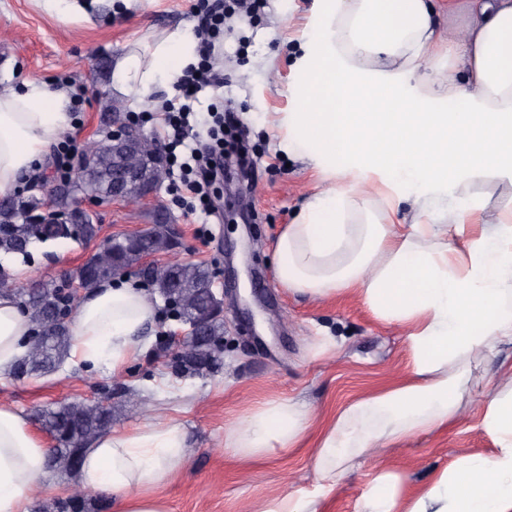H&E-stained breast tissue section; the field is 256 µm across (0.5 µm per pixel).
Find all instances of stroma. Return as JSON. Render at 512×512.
<instances>
[{
  "instance_id": "stroma-1",
  "label": "stroma",
  "mask_w": 512,
  "mask_h": 512,
  "mask_svg": "<svg viewBox=\"0 0 512 512\" xmlns=\"http://www.w3.org/2000/svg\"><path fill=\"white\" fill-rule=\"evenodd\" d=\"M195 2L142 0L132 14L116 15L111 0H90L82 17L47 11L38 0H0V90L30 78L55 82L65 77L84 86L86 100L73 130L84 151L102 139L113 103L125 113L137 108L150 114L142 129L156 137L161 107L174 99L175 90L156 88L138 107L114 100L112 62L131 42L192 25ZM315 22L316 0H262L252 23L225 26L213 58L223 84L200 93L190 118L193 141L206 142L210 106L224 104L248 123V148L261 161L254 170L214 185V194L222 198L218 216L208 219L174 206L169 178L154 198L92 210L104 237L136 232L152 224L158 210L169 211L182 234L174 259L205 264L224 300V351L217 371L173 374L172 338L186 326L161 308L147 348L121 373H113L107 362L88 371L65 361L41 376L0 379V405L32 419L59 402L105 400L112 405L116 431L156 420L180 423L187 432L189 460L163 489L170 512H249L263 494L311 488L306 450L273 456L245 475L224 451L225 429L271 398L291 397L320 413L334 410L364 384L391 377L405 363L402 328L376 320L355 297L315 300L288 291L275 275L278 233L313 193L328 186L318 170L287 149V118L298 109L292 63ZM95 250V243L73 239L36 241L29 258L10 255L0 264L13 270L22 286L30 279H63ZM325 335L336 337L337 358L313 357V347ZM489 446L481 431L464 423L440 437H419L393 463L419 484L454 456ZM52 479L57 489L36 501L39 510L78 493L85 512H112L108 496L82 491L75 475L56 472Z\"/></svg>"
}]
</instances>
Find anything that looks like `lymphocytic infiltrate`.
<instances>
[{"instance_id": "1", "label": "lymphocytic infiltrate", "mask_w": 512, "mask_h": 512, "mask_svg": "<svg viewBox=\"0 0 512 512\" xmlns=\"http://www.w3.org/2000/svg\"><path fill=\"white\" fill-rule=\"evenodd\" d=\"M257 0H198L193 11L195 34L201 41L198 60L186 68L177 79L175 87L182 97L181 106H168L164 113L165 131L157 141L160 152L170 165L178 166L179 180L175 191L181 198L192 201L193 210L212 216L219 210L216 198L211 195V185L224 175L229 160L256 165L244 146V132L233 113L212 107L213 125L209 141L204 148H191L188 160H180L177 150L186 146L192 136L188 117L190 103L204 89L215 86L212 73V55L215 41L224 30L227 18L233 15L252 17Z\"/></svg>"}]
</instances>
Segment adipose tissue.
Masks as SVG:
<instances>
[{
	"label": "adipose tissue",
	"mask_w": 512,
	"mask_h": 512,
	"mask_svg": "<svg viewBox=\"0 0 512 512\" xmlns=\"http://www.w3.org/2000/svg\"><path fill=\"white\" fill-rule=\"evenodd\" d=\"M471 13L441 34L437 17ZM319 21L300 45V102L288 147L337 179L311 196L274 243L288 290L355 297L375 319L407 333L406 363L323 419L294 399L255 404L224 433V450L250 468L305 439L313 491L288 489L251 512H331L346 479L368 481L359 512H512V206L483 219L481 186L512 188V0H317ZM462 60L467 85L423 74V56ZM197 60L185 28L163 31L115 57L111 92L143 100ZM72 99L33 78L0 93V192L41 165L72 129ZM414 201L410 223L404 202ZM155 318L150 300L115 279L82 297L71 320L73 361L121 372ZM31 323L0 294V377L25 356ZM495 363L482 390L473 369ZM491 442L422 484L388 462L422 434L462 418ZM186 431L160 421L109 431L86 451L80 485L111 495L114 512H169L162 488L187 463ZM49 450L20 411L0 406V512H29L53 492Z\"/></svg>",
	"instance_id": "1"
}]
</instances>
